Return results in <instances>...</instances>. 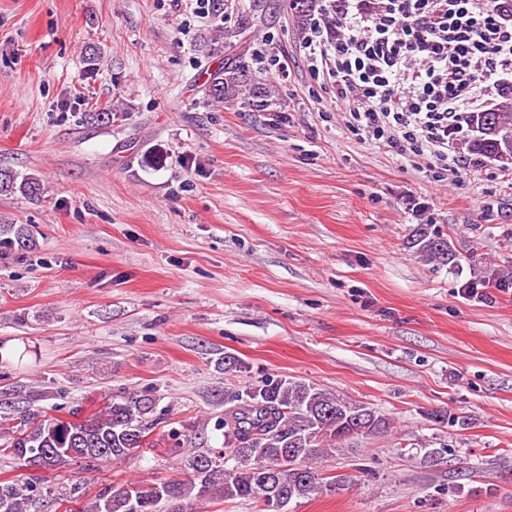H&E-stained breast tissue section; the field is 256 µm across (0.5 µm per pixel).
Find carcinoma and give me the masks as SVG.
<instances>
[{"label":"carcinoma","instance_id":"1","mask_svg":"<svg viewBox=\"0 0 512 512\" xmlns=\"http://www.w3.org/2000/svg\"><path fill=\"white\" fill-rule=\"evenodd\" d=\"M261 3L252 4L237 22L224 27V47L235 50L243 44L248 26L256 20ZM207 96L226 106H249L258 112H276L278 90L271 81L249 69L243 57L233 55L207 73ZM504 104L470 116L475 132L465 141L468 152L498 160L512 154V85L501 86ZM43 187L35 174L21 175L0 168V195L19 194L40 199ZM413 244L426 260L440 265L454 263L457 254L448 239L428 224H419ZM36 247L23 224H0V253ZM161 396L152 390H128L108 399L93 414L68 410V417H49L28 408L4 404L0 422V452L27 467L56 471L72 461L114 463L138 448H157L148 435L163 423L157 411ZM224 448L208 455L189 453L183 479H160L151 484L126 481L105 486L84 512H182V503L203 504L214 498L256 500L266 507L270 498L283 494L292 502L332 492L347 481L337 475L319 476L317 465L331 454L357 440L389 436L395 421L372 404L352 400L319 384L297 378L265 379L245 385L226 402ZM41 495L37 481H0V506L5 512H28Z\"/></svg>","mask_w":512,"mask_h":512}]
</instances>
